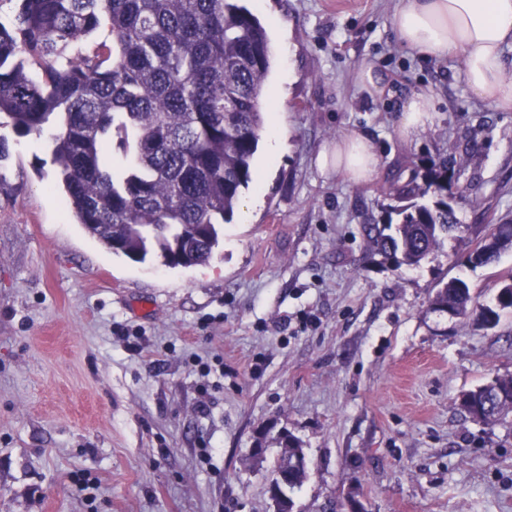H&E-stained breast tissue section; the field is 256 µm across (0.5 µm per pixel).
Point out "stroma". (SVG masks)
Listing matches in <instances>:
<instances>
[{
	"instance_id": "1",
	"label": "stroma",
	"mask_w": 512,
	"mask_h": 512,
	"mask_svg": "<svg viewBox=\"0 0 512 512\" xmlns=\"http://www.w3.org/2000/svg\"><path fill=\"white\" fill-rule=\"evenodd\" d=\"M396 0H256L286 136L257 152L262 200L237 209L208 264L112 254L76 224L54 180L50 133L0 122V512H272L285 431L306 456L294 512H512V414L464 415L463 392L512 375V309L492 329L434 313L440 282L496 303L512 251L472 266L485 225L512 222V112L476 98L454 57L397 44ZM384 70L361 98L355 70ZM429 94L433 126L402 144L404 98ZM382 165L356 186L318 168L345 132ZM470 152L448 239L418 267L367 246L387 183ZM95 498L72 493L74 480ZM354 85L361 96L375 100L386 93L390 82L383 71L374 65L365 64L354 74Z\"/></svg>"
}]
</instances>
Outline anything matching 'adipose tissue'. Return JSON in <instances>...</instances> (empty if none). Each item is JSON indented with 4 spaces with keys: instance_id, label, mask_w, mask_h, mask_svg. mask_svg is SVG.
<instances>
[{
    "instance_id": "adipose-tissue-1",
    "label": "adipose tissue",
    "mask_w": 512,
    "mask_h": 512,
    "mask_svg": "<svg viewBox=\"0 0 512 512\" xmlns=\"http://www.w3.org/2000/svg\"><path fill=\"white\" fill-rule=\"evenodd\" d=\"M391 27L397 43L426 59L463 57L464 80L477 98L512 112V80L504 49L512 45V0H398ZM436 108L423 92L406 99L395 131L408 143L433 125ZM381 160L369 138L347 132L323 151V170L359 185L373 178Z\"/></svg>"
}]
</instances>
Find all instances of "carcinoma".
Listing matches in <instances>:
<instances>
[{
    "mask_svg": "<svg viewBox=\"0 0 512 512\" xmlns=\"http://www.w3.org/2000/svg\"><path fill=\"white\" fill-rule=\"evenodd\" d=\"M16 22L0 27V115L21 135L59 119L56 180L76 223L112 253L169 267L207 263L220 227L253 183L264 113L259 99L272 67L266 27L244 0H17ZM106 27L112 42L85 39ZM42 69L35 79L28 65ZM456 160L389 185L396 221L366 228L373 249L396 266H417L461 233L448 202ZM512 251V223L488 224L468 256L475 265ZM430 309L495 327L453 278ZM493 421L512 412V378L466 392ZM272 482L292 491L306 479L303 448L277 451Z\"/></svg>",
    "mask_w": 512,
    "mask_h": 512,
    "instance_id": "cac0c4a2",
    "label": "carcinoma"
}]
</instances>
